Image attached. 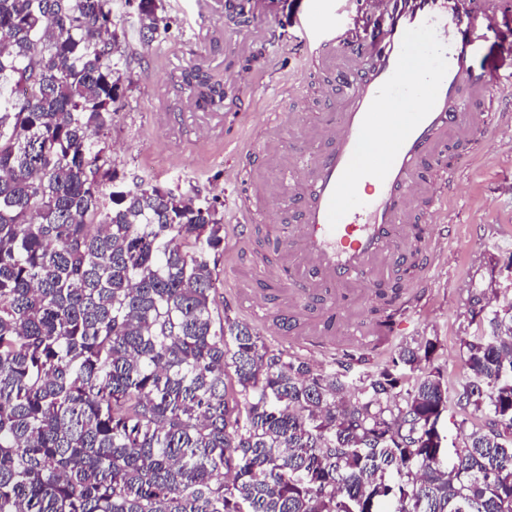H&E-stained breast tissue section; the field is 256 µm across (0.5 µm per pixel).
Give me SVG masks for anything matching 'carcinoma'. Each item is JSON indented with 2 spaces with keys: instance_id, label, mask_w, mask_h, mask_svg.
Listing matches in <instances>:
<instances>
[{
  "instance_id": "obj_1",
  "label": "carcinoma",
  "mask_w": 512,
  "mask_h": 512,
  "mask_svg": "<svg viewBox=\"0 0 512 512\" xmlns=\"http://www.w3.org/2000/svg\"><path fill=\"white\" fill-rule=\"evenodd\" d=\"M113 0H0V512H512V307L462 343V407L423 336L359 376L215 317L224 203L117 180ZM138 0V37L168 30ZM201 110L224 82L195 66ZM402 282L375 293L378 324ZM477 423L478 421L468 411L464 412L459 407L452 405L451 411L448 412V416L444 418L442 423L450 452L453 451V446L461 442V433L463 431L469 432L472 426Z\"/></svg>"
}]
</instances>
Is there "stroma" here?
Here are the masks:
<instances>
[{"label":"stroma","mask_w":512,"mask_h":512,"mask_svg":"<svg viewBox=\"0 0 512 512\" xmlns=\"http://www.w3.org/2000/svg\"><path fill=\"white\" fill-rule=\"evenodd\" d=\"M216 2L219 10L209 45L199 43V25L189 22L178 0H163L169 28L152 45L129 37L128 65L122 77L125 93L104 140L112 153V166L125 184L144 177L166 188L218 198L228 224L236 222L238 209L254 211L244 243L225 239L218 267L217 307L238 317L242 311L232 279L255 278L256 290H263L265 282L257 273L277 266L279 251L273 242L288 233L274 170L259 158L239 162V145L247 137L264 138L270 123L281 126L284 138H292L295 123L319 110L318 88L326 75L311 69L303 91L291 96L282 93V76L303 67L297 37L291 31L281 35L279 50H267L258 67L259 81L239 86L231 60L252 55L267 36L240 28L229 17L225 0ZM193 65L222 73L229 96L247 101V110L241 112L224 107L223 140L197 138L195 127L202 113L190 104L185 90L178 103L184 115L181 134L167 135L153 124L157 103L166 95L173 75ZM456 163L463 177L447 204L455 226L451 255L440 258L430 276H416L410 284L398 335L375 349L354 337L346 348L310 351L307 359L328 371L341 372L349 366L361 373L365 370L362 357L371 355L380 363L391 348L427 336L437 341L433 364L445 375L449 394L460 390L464 379L461 343L475 330L468 291L487 292L492 309L512 307V126L475 141Z\"/></svg>","instance_id":"stroma-1"}]
</instances>
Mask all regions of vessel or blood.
Returning a JSON list of instances; mask_svg holds the SVG:
<instances>
[{
	"instance_id": "vessel-or-blood-1",
	"label": "vessel or blood",
	"mask_w": 512,
	"mask_h": 512,
	"mask_svg": "<svg viewBox=\"0 0 512 512\" xmlns=\"http://www.w3.org/2000/svg\"><path fill=\"white\" fill-rule=\"evenodd\" d=\"M246 6L248 23L277 17V0H247ZM340 8L356 14L354 26L341 33ZM511 16L512 0H472L465 9L456 0H388L380 14L360 7L359 0H313L290 17L304 34L308 63L323 68L339 54L351 61L319 88L326 109L316 121L325 147L286 174L295 226L283 256L299 261L290 285L320 293L327 308L320 315L292 297L300 318L280 328L254 306L252 288L241 281L236 293L245 312L289 343L335 346L329 319L336 314L337 290L352 282L370 284L376 259L398 268L412 222L409 197L427 201L426 220L435 222L461 179V170L444 155L449 130L463 124L490 132L506 119L495 68L474 63L475 23L502 29ZM414 53L429 58L428 68H408ZM411 102L415 110L405 111Z\"/></svg>"
}]
</instances>
